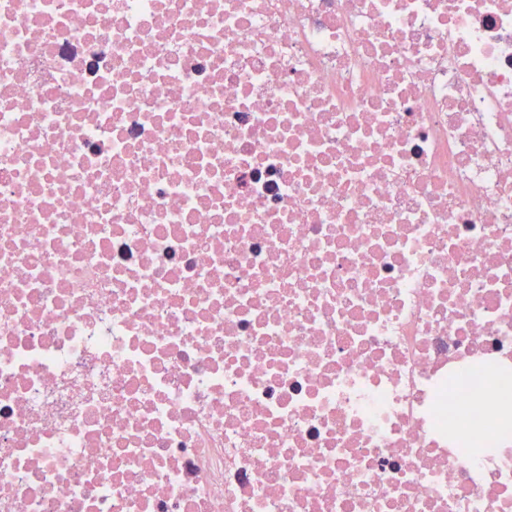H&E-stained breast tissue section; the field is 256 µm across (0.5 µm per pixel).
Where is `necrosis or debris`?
<instances>
[{
	"mask_svg": "<svg viewBox=\"0 0 512 512\" xmlns=\"http://www.w3.org/2000/svg\"><path fill=\"white\" fill-rule=\"evenodd\" d=\"M507 372L512 0H0V512H512Z\"/></svg>",
	"mask_w": 512,
	"mask_h": 512,
	"instance_id": "necrosis-or-debris-1",
	"label": "necrosis or debris"
}]
</instances>
